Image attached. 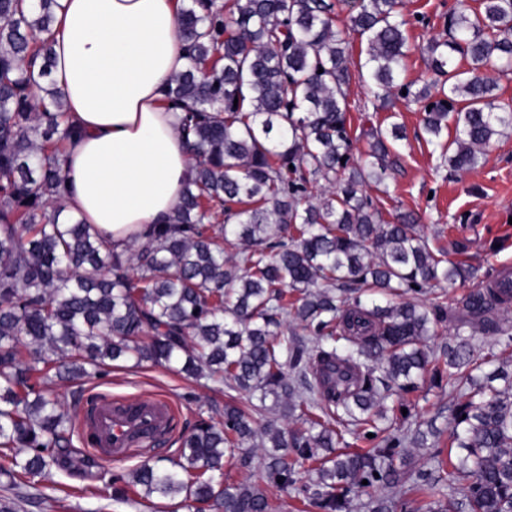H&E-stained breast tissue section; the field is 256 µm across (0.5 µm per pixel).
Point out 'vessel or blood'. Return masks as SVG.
<instances>
[{"instance_id":"obj_1","label":"vessel or blood","mask_w":512,"mask_h":512,"mask_svg":"<svg viewBox=\"0 0 512 512\" xmlns=\"http://www.w3.org/2000/svg\"><path fill=\"white\" fill-rule=\"evenodd\" d=\"M83 441L99 458L126 457L142 447L145 436H162L170 428V409L153 398L116 401L97 397L86 402Z\"/></svg>"}]
</instances>
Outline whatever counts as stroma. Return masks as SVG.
Returning <instances> with one entry per match:
<instances>
[{
  "label": "stroma",
  "instance_id": "obj_1",
  "mask_svg": "<svg viewBox=\"0 0 512 512\" xmlns=\"http://www.w3.org/2000/svg\"><path fill=\"white\" fill-rule=\"evenodd\" d=\"M452 0H403V12L410 17L406 34L411 47L406 60V81L419 79L427 70L422 45L443 32L444 19ZM425 15L427 24L414 23ZM349 121L354 153L368 147L366 129L385 123L387 111L373 108L367 88L352 81L349 88ZM395 110L406 129V140L399 147V158L388 179V191L380 195L384 212H411L420 218L419 229L432 249H444L449 259H458L477 270L478 280L502 272L512 273V134L491 147L485 163L477 170L455 175L438 171V153L422 132L420 105L398 100ZM455 239L465 240L464 252L451 248ZM51 389L72 413H79L85 401L96 394L115 398L152 396L168 403L174 427L169 439L153 449L154 457L175 459L180 435L189 433L201 421L222 412L227 401H241L242 393L232 389L217 392L202 383L166 368L145 364L139 367L124 362L111 363L98 373L72 381H56ZM411 406L408 426L433 421L441 436L435 449L449 453L447 433L452 415L448 409V389L425 374L416 390L403 396ZM142 461L133 456L105 462L93 458L79 435L59 451V462L39 489L50 500L43 505L22 503L19 512H196L191 501L153 502L131 497L117 500L109 480L115 474H130Z\"/></svg>",
  "mask_w": 512,
  "mask_h": 512
}]
</instances>
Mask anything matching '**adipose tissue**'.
Masks as SVG:
<instances>
[{
	"label": "adipose tissue",
	"mask_w": 512,
	"mask_h": 512,
	"mask_svg": "<svg viewBox=\"0 0 512 512\" xmlns=\"http://www.w3.org/2000/svg\"><path fill=\"white\" fill-rule=\"evenodd\" d=\"M54 79L81 131L64 163L67 211L116 249L170 223L192 156L164 103L186 64L178 0H57Z\"/></svg>",
	"instance_id": "1"
}]
</instances>
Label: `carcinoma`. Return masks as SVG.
<instances>
[{
  "instance_id": "carcinoma-1",
  "label": "carcinoma",
  "mask_w": 512,
  "mask_h": 512,
  "mask_svg": "<svg viewBox=\"0 0 512 512\" xmlns=\"http://www.w3.org/2000/svg\"><path fill=\"white\" fill-rule=\"evenodd\" d=\"M338 6L182 0L188 62L165 102L181 110L192 177L172 223L118 252L60 205L63 153L77 131L38 37L57 0H0V476L16 491L0 512L47 500L22 489L49 476L74 432L48 383L116 361L164 366L218 391L227 381L246 396L181 436L172 467L145 457L113 488L117 500L130 486L210 512H273L260 484L224 480V462L248 463L258 441L268 448L258 480L306 509L353 512L367 495L368 512H395L372 492L461 484L462 497L433 498L425 512H512V355L484 385L457 388L488 363L471 338L512 332V276L487 277L453 307L422 306L428 284L465 283L475 270L434 253L416 216L387 220L366 194L387 193L404 126L371 129L369 150L355 157L347 118L357 77L383 108L391 96L422 104L444 165L477 169L512 129V106L494 94L512 74V0H455L443 33L422 46L430 77L420 83L403 78L402 0H360L342 27ZM350 32L367 43L356 61ZM365 288L388 300L364 303ZM450 322L437 354L426 340ZM428 371L448 381L457 461L410 484L397 466L399 430L374 431L371 448L341 447L346 434L367 437L384 401Z\"/></svg>"
}]
</instances>
